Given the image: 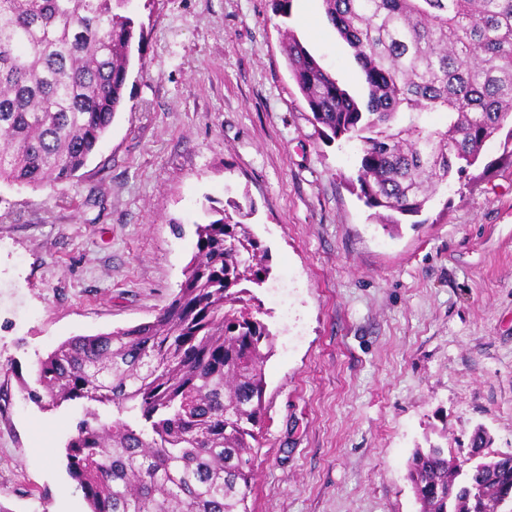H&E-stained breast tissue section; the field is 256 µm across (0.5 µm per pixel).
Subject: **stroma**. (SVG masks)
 Here are the masks:
<instances>
[{"label":"stroma","mask_w":512,"mask_h":512,"mask_svg":"<svg viewBox=\"0 0 512 512\" xmlns=\"http://www.w3.org/2000/svg\"><path fill=\"white\" fill-rule=\"evenodd\" d=\"M323 0H133L146 28L125 102L73 179L0 181V506L87 512L66 469L81 404L22 384L74 336L153 320L197 225L228 201L267 248L256 289L275 336L254 512H419L415 448L512 452V168L489 142L398 233L349 189L354 143L323 141L282 47L291 28L342 88L366 89Z\"/></svg>","instance_id":"obj_1"}]
</instances>
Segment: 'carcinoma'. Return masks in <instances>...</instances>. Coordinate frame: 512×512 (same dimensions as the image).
<instances>
[{"label": "carcinoma", "instance_id": "cac0c4a2", "mask_svg": "<svg viewBox=\"0 0 512 512\" xmlns=\"http://www.w3.org/2000/svg\"><path fill=\"white\" fill-rule=\"evenodd\" d=\"M132 0H0V181L70 180L124 103L132 47L146 41ZM367 89L358 102L286 34L288 69L318 134L359 142V199L384 226L422 212L452 172L508 129L512 167V0H323ZM445 115L435 126L431 117ZM197 225L184 280L155 319L62 342L39 360L36 403L86 408L66 446L89 512H251L273 335L250 283L266 250L239 203ZM408 478L420 512H505L512 453L463 473L440 445L417 448Z\"/></svg>", "mask_w": 512, "mask_h": 512}]
</instances>
